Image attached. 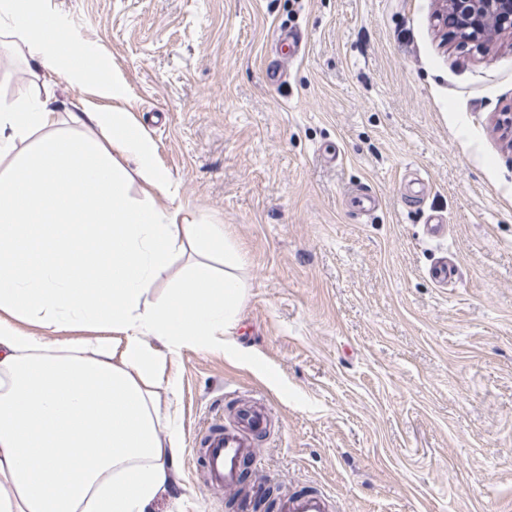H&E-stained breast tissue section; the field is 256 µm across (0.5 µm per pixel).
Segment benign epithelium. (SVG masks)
<instances>
[{"mask_svg": "<svg viewBox=\"0 0 512 512\" xmlns=\"http://www.w3.org/2000/svg\"><path fill=\"white\" fill-rule=\"evenodd\" d=\"M455 17L454 34L462 46L486 45L492 35L512 36V0H442Z\"/></svg>", "mask_w": 512, "mask_h": 512, "instance_id": "1", "label": "benign epithelium"}]
</instances>
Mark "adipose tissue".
<instances>
[{"mask_svg": "<svg viewBox=\"0 0 512 512\" xmlns=\"http://www.w3.org/2000/svg\"><path fill=\"white\" fill-rule=\"evenodd\" d=\"M0 37L78 96L65 115L47 89L0 99V512H147L182 442L158 406L173 385L165 363L225 346L248 295L244 258L223 225L158 203L172 179L120 106L121 76L102 80L99 49L75 42L47 0H0ZM92 127L102 140L77 138ZM189 250L193 271L154 294ZM22 320L101 325L113 339L63 344Z\"/></svg>", "mask_w": 512, "mask_h": 512, "instance_id": "ef3b65f1", "label": "adipose tissue"}]
</instances>
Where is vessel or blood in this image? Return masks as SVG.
<instances>
[{
  "label": "vessel or blood",
  "mask_w": 512,
  "mask_h": 512,
  "mask_svg": "<svg viewBox=\"0 0 512 512\" xmlns=\"http://www.w3.org/2000/svg\"><path fill=\"white\" fill-rule=\"evenodd\" d=\"M269 415L264 406L257 403L242 405L231 425H217L206 434L201 458L206 484L223 489L225 498L234 500L239 512H247L254 494L261 483L244 487L242 470L244 461L252 453L255 436L267 432ZM334 499L321 492H287L278 504L279 512H335Z\"/></svg>",
  "instance_id": "obj_1"
}]
</instances>
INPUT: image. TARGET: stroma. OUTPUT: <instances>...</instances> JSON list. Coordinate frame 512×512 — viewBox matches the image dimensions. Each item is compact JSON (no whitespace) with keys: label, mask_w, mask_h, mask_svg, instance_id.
Instances as JSON below:
<instances>
[{"label":"stroma","mask_w":512,"mask_h":512,"mask_svg":"<svg viewBox=\"0 0 512 512\" xmlns=\"http://www.w3.org/2000/svg\"><path fill=\"white\" fill-rule=\"evenodd\" d=\"M48 5L120 73L175 206L245 259L227 347L166 362L182 450L150 512H226L199 450L246 399L273 416L250 472L274 489L327 491L338 512H512V151L495 128L512 38L485 56L444 44L440 0ZM284 31L303 36L289 61ZM31 88L1 47L0 98ZM360 190L378 198L366 214Z\"/></svg>","instance_id":"1"}]
</instances>
